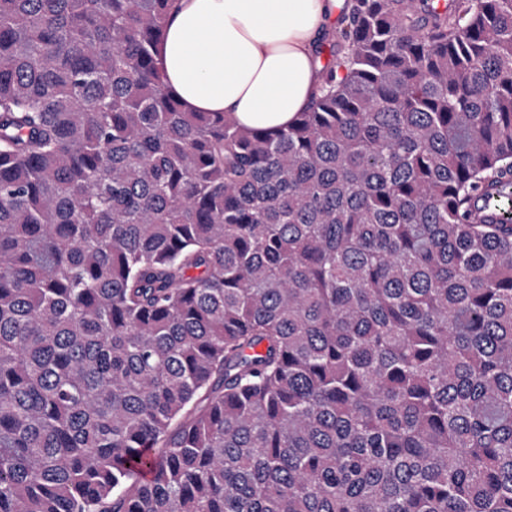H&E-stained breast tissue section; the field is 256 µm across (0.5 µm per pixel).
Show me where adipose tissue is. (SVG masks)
<instances>
[{"mask_svg": "<svg viewBox=\"0 0 512 512\" xmlns=\"http://www.w3.org/2000/svg\"><path fill=\"white\" fill-rule=\"evenodd\" d=\"M338 0H177L159 59L191 112L284 127L313 101L315 45Z\"/></svg>", "mask_w": 512, "mask_h": 512, "instance_id": "adipose-tissue-1", "label": "adipose tissue"}]
</instances>
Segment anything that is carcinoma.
Here are the masks:
<instances>
[{
	"label": "carcinoma",
	"instance_id": "obj_1",
	"mask_svg": "<svg viewBox=\"0 0 512 512\" xmlns=\"http://www.w3.org/2000/svg\"><path fill=\"white\" fill-rule=\"evenodd\" d=\"M173 4L0 0V512H512V0H344L266 129Z\"/></svg>",
	"mask_w": 512,
	"mask_h": 512
}]
</instances>
